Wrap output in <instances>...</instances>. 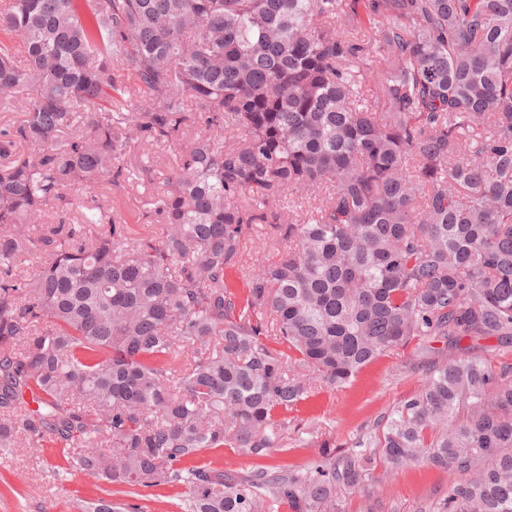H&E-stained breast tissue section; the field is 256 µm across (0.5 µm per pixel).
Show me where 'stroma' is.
Returning <instances> with one entry per match:
<instances>
[{"instance_id": "stroma-1", "label": "stroma", "mask_w": 512, "mask_h": 512, "mask_svg": "<svg viewBox=\"0 0 512 512\" xmlns=\"http://www.w3.org/2000/svg\"><path fill=\"white\" fill-rule=\"evenodd\" d=\"M173 163L171 152L159 151L151 174L121 189H103L99 205L124 221L131 236L152 235L154 225L140 217L142 205ZM456 357V352L437 340L430 341L424 352L411 345L390 352L367 366L351 386L322 392L312 403L290 413L288 445L274 449L265 465L303 467L326 455L352 452L393 405L419 391L424 362ZM60 458L59 445L47 439L35 451L21 448L11 455L0 454V475L10 484L0 492V512H79V500L101 496L105 483L95 476L78 473L62 484L48 478L47 464ZM454 481L449 472L430 467H409L387 477L377 470L363 489L341 496V512H431Z\"/></svg>"}]
</instances>
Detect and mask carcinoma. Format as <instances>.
I'll return each instance as SVG.
<instances>
[{
    "label": "carcinoma",
    "instance_id": "obj_1",
    "mask_svg": "<svg viewBox=\"0 0 512 512\" xmlns=\"http://www.w3.org/2000/svg\"><path fill=\"white\" fill-rule=\"evenodd\" d=\"M358 3L0 0L1 450L48 436L54 477L184 512H340L419 463L459 476L436 512H512V364L480 355L512 346V0H368L370 27ZM160 147L132 238L95 202ZM430 338L467 356L361 452L203 460L287 446L301 403ZM181 492L179 489L172 488L166 490H144L141 493L148 496L143 497V500L140 501L118 492L113 497L123 499L125 502L133 500V502L135 501L144 507V510L147 512H180L179 504L181 501L179 500V495H181ZM159 494L162 496H158Z\"/></svg>",
    "mask_w": 512,
    "mask_h": 512
}]
</instances>
